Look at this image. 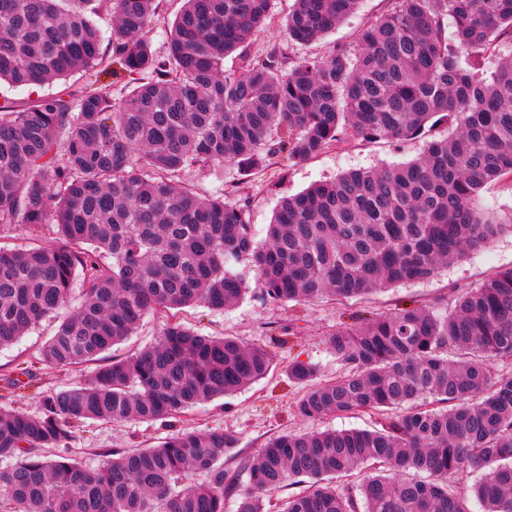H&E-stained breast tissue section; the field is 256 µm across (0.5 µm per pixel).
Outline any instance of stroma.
I'll return each mask as SVG.
<instances>
[{
	"label": "stroma",
	"mask_w": 512,
	"mask_h": 512,
	"mask_svg": "<svg viewBox=\"0 0 512 512\" xmlns=\"http://www.w3.org/2000/svg\"><path fill=\"white\" fill-rule=\"evenodd\" d=\"M293 4L294 0H273L263 29L253 39L252 51L263 52L286 41L285 23ZM389 6V0H360L355 13L333 33L306 46V53L325 56L334 46L354 41L363 24L384 13ZM423 148L424 141L420 138L404 142L352 141L291 167L281 181L265 172L243 176L236 165L228 163L191 168L183 173L182 180L206 197L222 192L233 198H248L249 220L257 241L261 242L266 238L281 196L302 192L314 183L350 170L409 162ZM509 268H512V233L506 231L488 246L467 252L463 258L441 268L436 276L397 286L367 301L341 303L327 297L310 303H276L259 288L252 287L239 304L221 311L204 306L185 309L181 321L200 334L233 336L244 344L271 352L273 365L269 374L243 391L200 405L177 420L90 423L72 441L70 452L83 464L97 467L110 453L153 447L179 430L221 429L238 439L236 449L223 458L225 469L236 471L244 460L257 455L269 439L284 432H313L326 424L338 429L379 426L382 418L378 415H339L326 424L300 417L296 404L304 387L289 379V365L302 361L315 368L318 378L336 377L340 367L327 339L338 323L354 322L369 312L401 308L413 300L437 303L443 311L458 288L477 286L488 275ZM57 326V320L44 321L15 344L0 349V393L12 395V408L37 411V393L69 387L83 377V370L58 369L41 363L42 346ZM12 379L23 381V389L11 390L8 382Z\"/></svg>",
	"instance_id": "1"
}]
</instances>
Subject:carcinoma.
<instances>
[{
    "label": "carcinoma",
    "mask_w": 512,
    "mask_h": 512,
    "mask_svg": "<svg viewBox=\"0 0 512 512\" xmlns=\"http://www.w3.org/2000/svg\"><path fill=\"white\" fill-rule=\"evenodd\" d=\"M101 0H0V82L48 84L82 70L94 80L19 109L0 101V233L53 227L52 243L0 245V348L80 298L41 360L96 361L153 313L158 339L41 399L0 409V512H512V269L459 295L452 310L397 308L330 333L342 367L308 386L297 413L319 420L387 414L379 429L284 433L224 470L237 438L179 431L153 448L116 452L97 468L67 448L85 422L176 418L235 394L270 370V354L174 320L244 299L235 270L255 273L274 302L364 299L433 277L512 225L479 205L512 190V58L489 72L481 53H512V0H391L355 41L327 56L294 54L332 32L358 0H295L288 40L251 52L273 0H184L167 46L151 50L156 0H112L103 47ZM456 28L448 41V21ZM232 55L235 66L224 59ZM123 78L124 96L100 80ZM453 133L432 134L439 123ZM425 139L392 168L356 169L282 198L259 243L246 200L181 184L191 167L232 162L248 175L288 168L351 141ZM466 493L448 485L471 470ZM356 487L336 485L354 470ZM205 474L189 483V472Z\"/></svg>",
    "instance_id": "cac0c4a2"
}]
</instances>
